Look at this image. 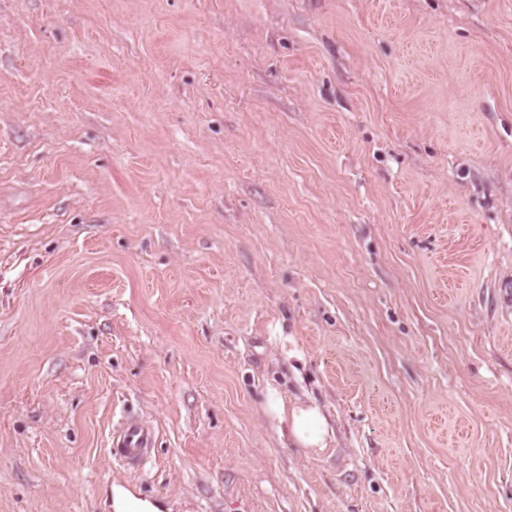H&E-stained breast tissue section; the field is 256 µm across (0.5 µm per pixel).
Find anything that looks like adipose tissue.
I'll return each instance as SVG.
<instances>
[{"mask_svg": "<svg viewBox=\"0 0 512 512\" xmlns=\"http://www.w3.org/2000/svg\"><path fill=\"white\" fill-rule=\"evenodd\" d=\"M265 414L279 433L306 455H320L336 440V431L323 407L313 399L288 400L271 386L266 393Z\"/></svg>", "mask_w": 512, "mask_h": 512, "instance_id": "obj_1", "label": "adipose tissue"}]
</instances>
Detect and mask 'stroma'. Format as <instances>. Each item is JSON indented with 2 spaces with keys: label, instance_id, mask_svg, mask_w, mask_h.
I'll return each instance as SVG.
<instances>
[{
  "label": "stroma",
  "instance_id": "stroma-1",
  "mask_svg": "<svg viewBox=\"0 0 512 512\" xmlns=\"http://www.w3.org/2000/svg\"><path fill=\"white\" fill-rule=\"evenodd\" d=\"M506 279L512 0H0V512H512ZM265 414L276 424L280 435L285 433L288 441L308 456L322 454L336 441L335 429L314 399L286 401L276 387L268 386ZM152 426L138 419H126L112 432L109 451L123 466L138 470L150 457L155 445ZM142 500H147V498L142 497L136 491L135 494H132L124 487V484L113 485L112 487V508L114 512H163L161 511L162 507L156 501L151 504V500L150 502Z\"/></svg>",
  "mask_w": 512,
  "mask_h": 512
}]
</instances>
